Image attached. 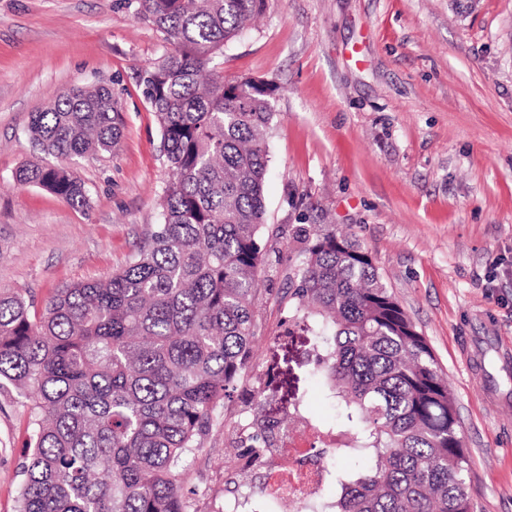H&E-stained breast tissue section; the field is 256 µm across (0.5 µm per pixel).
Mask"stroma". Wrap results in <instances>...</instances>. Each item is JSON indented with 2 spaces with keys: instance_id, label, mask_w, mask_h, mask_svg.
Instances as JSON below:
<instances>
[{
  "instance_id": "stroma-1",
  "label": "stroma",
  "mask_w": 512,
  "mask_h": 512,
  "mask_svg": "<svg viewBox=\"0 0 512 512\" xmlns=\"http://www.w3.org/2000/svg\"><path fill=\"white\" fill-rule=\"evenodd\" d=\"M136 0H0V291L101 281L160 222L168 170L140 86L172 52ZM225 79L273 87L262 244L273 266L257 303L261 354L224 405L247 416L263 377L297 380L305 410L333 422L311 343L285 329L303 224H333L369 252L448 382L469 459L474 512H512V0H266L219 58ZM118 94L117 150L71 160L76 208L15 182L44 161L31 113L75 86ZM28 410L0 388V512H16ZM213 428L190 463L196 512H224L241 485Z\"/></svg>"
}]
</instances>
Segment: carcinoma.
Segmentation results:
<instances>
[{
  "mask_svg": "<svg viewBox=\"0 0 512 512\" xmlns=\"http://www.w3.org/2000/svg\"><path fill=\"white\" fill-rule=\"evenodd\" d=\"M137 2L173 45L141 78L169 170L160 223L105 281L57 288L40 308L0 291V387L29 413L17 512H193L190 460L257 360L271 89L224 79L214 58L266 0ZM123 127L110 88L77 86L33 113L28 132L72 158L112 152ZM15 178L88 204L65 167L29 164ZM298 237L287 334L311 337L336 431L361 459L310 512H472L455 401L426 339L352 236L315 224ZM254 401L237 444L259 464L283 455L300 402L264 387Z\"/></svg>",
  "mask_w": 512,
  "mask_h": 512,
  "instance_id": "cac0c4a2",
  "label": "carcinoma"
}]
</instances>
